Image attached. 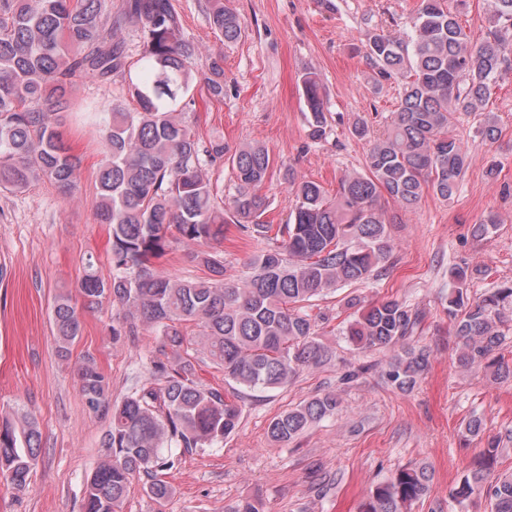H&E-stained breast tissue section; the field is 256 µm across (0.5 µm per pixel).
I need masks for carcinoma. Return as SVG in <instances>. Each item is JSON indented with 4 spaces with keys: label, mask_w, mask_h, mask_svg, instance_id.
<instances>
[{
    "label": "carcinoma",
    "mask_w": 512,
    "mask_h": 512,
    "mask_svg": "<svg viewBox=\"0 0 512 512\" xmlns=\"http://www.w3.org/2000/svg\"><path fill=\"white\" fill-rule=\"evenodd\" d=\"M207 19L224 43L242 37L240 20L224 0H208ZM486 22V38L471 43L447 0H419L411 32L369 35L366 57L378 74L408 78L394 117L380 135L364 122L354 126L353 134L369 142L367 172L340 180L334 196L288 170L294 204L288 223L272 237V225L260 218L267 210L261 188L274 159L261 145L231 154L223 139L197 133L196 93L224 97V53L208 54L205 71L193 70L201 49L184 35L172 0H122L115 13L111 0H0L1 191L22 193L47 180L73 196L80 158L60 127L71 112L98 113L76 100L77 78L126 77L136 103L132 110L106 106L108 118L99 128L104 159L95 180L96 218L112 238V279L98 276L90 255L78 284L81 304L60 294L53 305L63 357L81 335L78 309L93 311L107 295L123 311L112 340L136 335L141 325L159 336L150 378L119 401L111 399L110 382L93 356L78 367L87 406L109 417L106 454L87 480L83 512H122L140 474L149 477L151 498L169 497L171 485L156 474L175 464L165 448L223 442L239 424L240 390H277L305 369L332 363L334 349L319 335L329 315L312 313L314 302L390 265L386 205L410 209L428 191L452 198L469 153L450 127L458 115L479 111L490 85L512 71V0H487ZM130 24L142 41L134 75L125 42L116 38ZM302 95L309 137L319 141L328 120L312 72L302 78ZM226 161L238 185L228 211L207 175ZM229 223L266 241L238 280L224 279L221 254L198 249L223 242ZM172 229L183 260L206 276L172 279L157 272L154 260L170 247ZM453 276L461 287L448 297V317L459 364L512 380V364L495 355L506 340L498 327L512 313V281L472 299L464 291L468 271ZM348 306L356 311L342 329L346 341L358 350L391 352L387 381L400 391L412 389L429 363L425 349L408 343L421 322L418 311L395 298L364 304L354 297ZM206 361L224 370L230 389L201 382L198 370ZM339 411L336 393L318 394L276 416L268 435L290 443ZM40 439L38 424L23 409L0 416V474L18 489L27 485ZM510 440L488 438L483 457L448 497L462 507L484 497L491 512H512V473H493ZM431 481L425 464L401 468L368 491L359 512H411Z\"/></svg>",
    "instance_id": "obj_1"
}]
</instances>
